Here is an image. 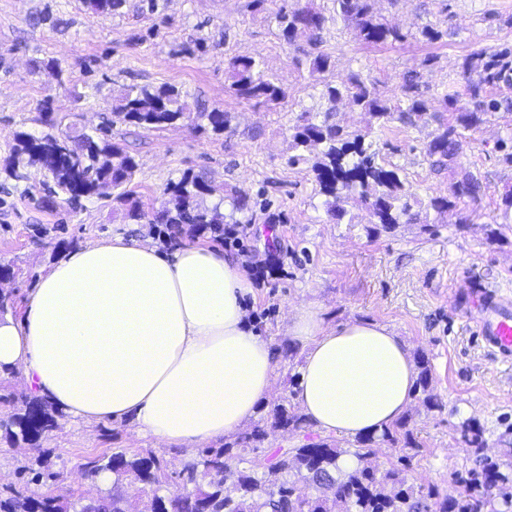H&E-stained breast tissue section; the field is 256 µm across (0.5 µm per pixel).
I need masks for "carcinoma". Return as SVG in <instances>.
<instances>
[{
    "label": "carcinoma",
    "instance_id": "carcinoma-1",
    "mask_svg": "<svg viewBox=\"0 0 512 512\" xmlns=\"http://www.w3.org/2000/svg\"><path fill=\"white\" fill-rule=\"evenodd\" d=\"M126 0H85L95 14L116 12ZM373 0H333V13L327 15L315 6L314 0L304 5L288 7L281 4L272 19L280 35L293 45L305 40L308 49L295 59L298 69L309 74L325 73L332 68L331 56L321 50L323 32L328 25L343 22L355 37L365 44H392L405 39L399 27L376 13ZM225 88L234 96L269 110L283 107L288 91L269 76L259 61L249 55L229 59L224 68ZM512 81V48L483 47L470 53L460 66V89L445 92L430 99L421 90V76L412 73L404 77L402 98H387L378 93L375 83L361 71L352 72L341 81L322 85L321 111H303L292 127V148L297 154L288 163L310 164V169L326 197L327 212L334 217L344 214L341 203L353 196L368 206L374 227L369 234L411 224L418 219L412 212L399 168L387 161L367 134L347 130L336 122V102L346 98L367 113L372 124L383 128L399 120L407 126L419 121L437 125L433 143L426 146V156L433 170L448 168L460 148L464 132L477 129L490 113L512 112V97L495 92L502 83ZM468 96L472 107L456 108L460 97ZM46 130L38 133L21 132L16 144L4 160L5 179L20 182L30 168L46 177V205L54 204L59 194L77 205L83 199L99 196L102 182H111L113 201L127 207L126 215L134 221L149 224H187L198 231L212 234L223 232L225 224H253L257 214L264 215L266 224H282L284 216L258 203L249 193L237 189L223 190L200 175L184 174L169 182L164 192L169 195V207L150 213L128 189L138 164L121 143L112 138L106 123L93 134L81 133L62 137L53 132L57 125L52 116L51 100L41 104ZM112 115L120 121L144 130H160L173 124H183L199 131L211 130L222 134L230 129L231 116L219 109H192L186 95L173 86L137 87L122 90L113 97ZM482 183L469 174L448 188V195L433 197L429 207L439 215L455 205V200L468 197L480 199ZM209 196L218 197L213 205ZM419 378L416 392L422 405L440 407L431 390V370L426 356L417 354ZM62 414L49 402L25 396L17 412L0 422L6 439L18 445H30L56 430ZM410 419L401 418L381 434L356 437L357 466L350 472H340L339 459L345 450L325 439L308 442L298 448H280L269 456L250 461V466L235 471L232 488L224 487V470L231 460L250 450L258 449L269 435L279 431L293 432L306 426L304 417L285 403L275 405L263 424L240 433L222 448H209L194 459L184 462L180 476L182 487L169 489V475L164 458L148 451L128 453L118 450L95 459L89 465L114 476L113 483L130 479L152 489L160 500L162 512H501L491 489L507 480L500 465L487 456L476 459L469 470L466 499L450 498L432 488L424 493L407 484L404 472L410 466L408 450L417 447L409 428ZM462 437L476 448L485 446L481 427L467 422L461 428ZM389 445L392 453L379 461L377 446ZM31 475L30 482L53 485L58 473L47 457L41 454L34 465L23 467ZM303 476L315 488L316 494L297 492L291 474ZM437 509H432V506ZM135 512L132 502L113 489H107L90 505L83 498L68 499L52 492L28 494L17 488L0 490V512Z\"/></svg>",
    "mask_w": 512,
    "mask_h": 512
}]
</instances>
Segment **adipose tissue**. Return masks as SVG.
Returning <instances> with one entry per match:
<instances>
[{"label":"adipose tissue","mask_w":512,"mask_h":512,"mask_svg":"<svg viewBox=\"0 0 512 512\" xmlns=\"http://www.w3.org/2000/svg\"><path fill=\"white\" fill-rule=\"evenodd\" d=\"M252 291L218 248L91 242L49 268L20 317H0V368L83 423L125 421L162 445L200 447L246 427L272 394L273 345L247 326ZM286 334L304 351L293 398L316 428L378 434L413 404L418 372L386 325L330 327L309 305Z\"/></svg>","instance_id":"1"}]
</instances>
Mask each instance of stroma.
Returning <instances> with one entry per match:
<instances>
[{"instance_id": "1", "label": "stroma", "mask_w": 512, "mask_h": 512, "mask_svg": "<svg viewBox=\"0 0 512 512\" xmlns=\"http://www.w3.org/2000/svg\"><path fill=\"white\" fill-rule=\"evenodd\" d=\"M158 13L126 0L117 12L94 14L84 0H0V163L9 156L17 132H40L38 106L50 99L61 135L91 132L112 121V98L124 87L172 85L187 92L190 105L229 112V132H195L183 126L144 130L114 123L112 135L135 157L132 184L146 207L162 209L164 188L184 173L204 174L212 184L263 193L285 221L275 229L251 225L244 244L256 259L274 249L285 257L288 275L275 287L257 288L246 300L255 332L286 348L289 317L315 304L326 324L355 320L388 325L411 353L429 361L432 387L440 406L409 408L410 427L419 443L405 473L421 490L437 487L452 497L463 493L460 476L473 466L474 453L457 428L474 421L484 432L487 456L512 474V360L495 355L478 333L470 312V290L482 285L512 298V220L504 218L501 197L512 189V165L497 149L512 135V112L486 116L467 132L459 156L436 173L425 154L435 126L407 127L392 122L371 127L368 114L348 101L337 105V121L368 132L386 160L400 169L412 199L428 203L444 196L466 175L480 179L479 201L456 200L435 224H402L388 233L367 234L370 213L360 200L345 202L346 214L334 220L318 193L309 165L292 166V127L306 109L319 108L323 76H303L294 59L301 46L286 44L267 11L250 0H160ZM376 10L397 24L406 41L368 47L352 29L335 25L324 33L335 78L369 74L389 98L401 95L402 77L418 72L428 96L444 92L466 55L485 46L512 45V0H377ZM443 31L436 42L424 27ZM260 60L287 88L283 109L271 111L226 93L224 63L234 55ZM61 63L66 85L44 69ZM44 177L32 169L22 189L0 188V265L16 276L0 288L23 306L41 275L68 251L123 233L162 247L165 224L130 220L111 194L72 208L64 197L54 207L39 206ZM61 474L55 491L88 496L86 459L118 448L151 451L169 462L173 489H180L182 463L198 456L195 448H166L124 422L87 425L63 418L42 439Z\"/></svg>"}]
</instances>
